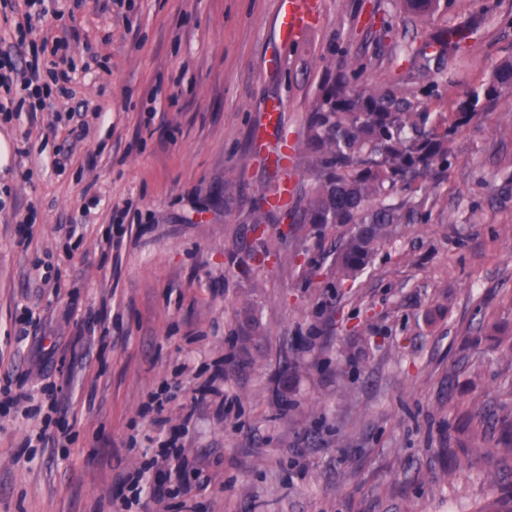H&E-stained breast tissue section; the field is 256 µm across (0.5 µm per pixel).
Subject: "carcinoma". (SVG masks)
Returning <instances> with one entry per match:
<instances>
[{
    "instance_id": "carcinoma-1",
    "label": "carcinoma",
    "mask_w": 512,
    "mask_h": 512,
    "mask_svg": "<svg viewBox=\"0 0 512 512\" xmlns=\"http://www.w3.org/2000/svg\"><path fill=\"white\" fill-rule=\"evenodd\" d=\"M404 10L426 17L448 7L446 0H401ZM475 33L471 22L439 31L427 47L458 52ZM363 66L341 55L329 71L309 119L307 146L315 182L298 210V223L319 231L326 224L349 225L336 253V283L353 280L370 263L397 224L413 219L407 202L392 203L394 190H408L424 172L448 164L453 136L475 114L480 98L492 100L512 87V61L500 65L483 93L456 105L449 116L430 120L417 111L416 97L399 95L372 82L355 81Z\"/></svg>"
}]
</instances>
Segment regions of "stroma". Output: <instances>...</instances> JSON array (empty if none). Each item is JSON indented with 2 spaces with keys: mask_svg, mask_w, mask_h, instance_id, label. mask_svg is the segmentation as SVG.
I'll return each mask as SVG.
<instances>
[{
  "mask_svg": "<svg viewBox=\"0 0 512 512\" xmlns=\"http://www.w3.org/2000/svg\"><path fill=\"white\" fill-rule=\"evenodd\" d=\"M319 2L287 48L282 0H85L53 22L75 98L0 118V389L27 396L0 406V512H120L138 469L162 495L130 512H483L487 473L512 490V90L457 130L431 191L394 193L422 218L353 287L332 275L346 228L287 230L271 204L311 187L307 122L338 51L448 113L512 56V0L425 21ZM478 13L466 52L421 57ZM284 141L291 163L259 158Z\"/></svg>",
  "mask_w": 512,
  "mask_h": 512,
  "instance_id": "1",
  "label": "stroma"
}]
</instances>
